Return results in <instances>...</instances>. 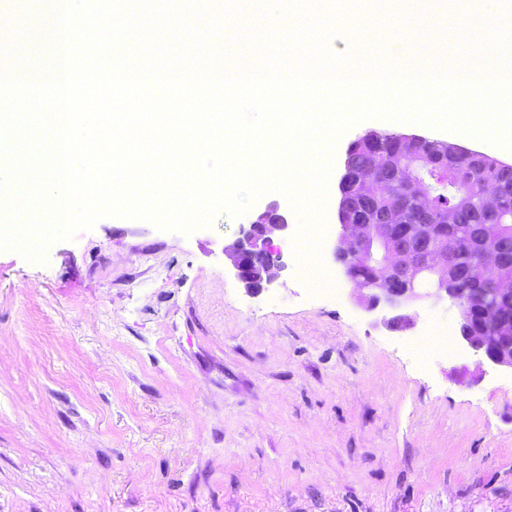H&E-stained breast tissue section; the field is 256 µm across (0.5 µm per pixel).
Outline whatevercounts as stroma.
<instances>
[{
  "mask_svg": "<svg viewBox=\"0 0 512 512\" xmlns=\"http://www.w3.org/2000/svg\"><path fill=\"white\" fill-rule=\"evenodd\" d=\"M51 0H0L28 50ZM375 129L512 163L500 144L368 119L338 139L321 260L294 245L252 296L224 264L238 218L190 234L99 219L44 259L0 248V512H512V371L462 347L421 362L447 302L392 331L334 260L348 144Z\"/></svg>",
  "mask_w": 512,
  "mask_h": 512,
  "instance_id": "1",
  "label": "stroma"
}]
</instances>
